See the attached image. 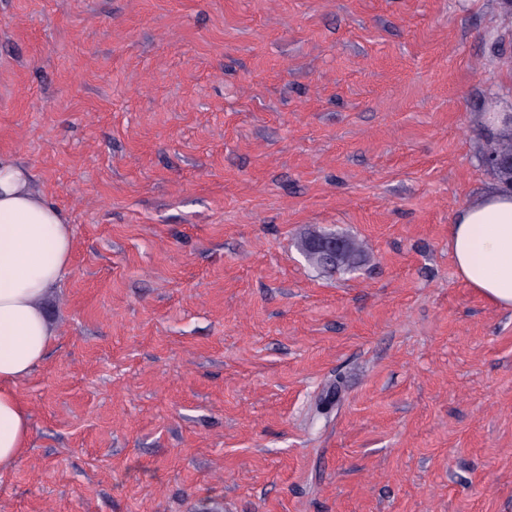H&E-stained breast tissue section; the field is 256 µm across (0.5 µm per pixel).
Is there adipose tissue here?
<instances>
[{
    "label": "adipose tissue",
    "instance_id": "ef3b65f1",
    "mask_svg": "<svg viewBox=\"0 0 512 512\" xmlns=\"http://www.w3.org/2000/svg\"><path fill=\"white\" fill-rule=\"evenodd\" d=\"M70 225L12 160L0 158V472L25 452L30 416L17 385L43 361L56 328L48 301L69 270ZM449 248L464 282L512 308V192L494 190L460 210Z\"/></svg>",
    "mask_w": 512,
    "mask_h": 512
}]
</instances>
